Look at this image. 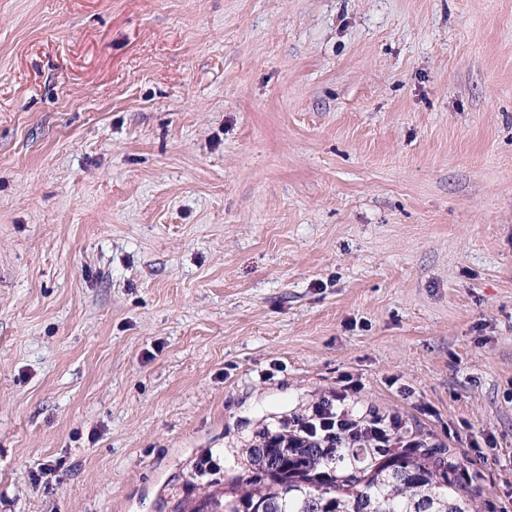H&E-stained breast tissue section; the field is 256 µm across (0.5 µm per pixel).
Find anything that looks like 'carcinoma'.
Wrapping results in <instances>:
<instances>
[{"label":"carcinoma","instance_id":"cac0c4a2","mask_svg":"<svg viewBox=\"0 0 512 512\" xmlns=\"http://www.w3.org/2000/svg\"><path fill=\"white\" fill-rule=\"evenodd\" d=\"M264 435L239 449L242 471L175 512H479L454 448H285Z\"/></svg>","mask_w":512,"mask_h":512}]
</instances>
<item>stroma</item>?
<instances>
[{"label": "stroma", "mask_w": 512, "mask_h": 512, "mask_svg": "<svg viewBox=\"0 0 512 512\" xmlns=\"http://www.w3.org/2000/svg\"><path fill=\"white\" fill-rule=\"evenodd\" d=\"M346 377L512 512V0H0V512H171Z\"/></svg>", "instance_id": "1"}]
</instances>
